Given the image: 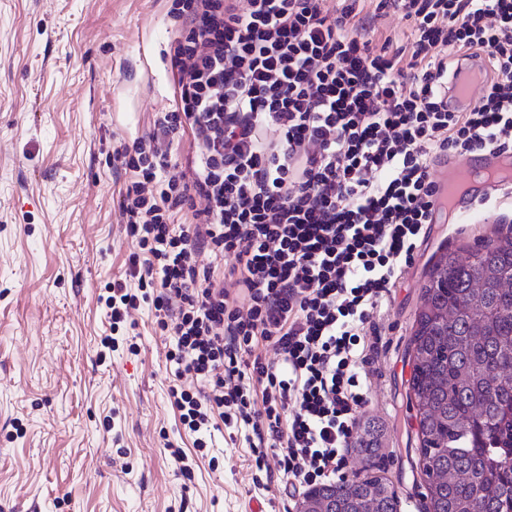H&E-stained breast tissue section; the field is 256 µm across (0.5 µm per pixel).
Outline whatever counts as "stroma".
<instances>
[{
  "label": "stroma",
  "mask_w": 512,
  "mask_h": 512,
  "mask_svg": "<svg viewBox=\"0 0 512 512\" xmlns=\"http://www.w3.org/2000/svg\"><path fill=\"white\" fill-rule=\"evenodd\" d=\"M172 0H0V512H295L280 480L258 488L253 452L224 425L208 447L169 401V336L143 307L128 339L98 296L136 243L117 200L116 144L177 102L166 54ZM485 224H435L381 312L366 416L399 512H426L411 338L443 252L512 232V185ZM193 462L182 475L171 448Z\"/></svg>",
  "instance_id": "35a3bbf8"
}]
</instances>
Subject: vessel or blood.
I'll return each instance as SVG.
<instances>
[{
    "mask_svg": "<svg viewBox=\"0 0 512 512\" xmlns=\"http://www.w3.org/2000/svg\"><path fill=\"white\" fill-rule=\"evenodd\" d=\"M487 73L481 57L460 62L448 75V109L466 112L486 83ZM512 166V152L478 150L467 154H445L435 159L436 180L429 221L433 224L454 219L458 224L481 222L479 203L486 201L494 181L485 179V172Z\"/></svg>",
    "mask_w": 512,
    "mask_h": 512,
    "instance_id": "1",
    "label": "vessel or blood"
}]
</instances>
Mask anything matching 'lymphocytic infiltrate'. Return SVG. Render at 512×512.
<instances>
[{
  "instance_id": "1",
  "label": "lymphocytic infiltrate",
  "mask_w": 512,
  "mask_h": 512,
  "mask_svg": "<svg viewBox=\"0 0 512 512\" xmlns=\"http://www.w3.org/2000/svg\"><path fill=\"white\" fill-rule=\"evenodd\" d=\"M392 13L402 34L377 24ZM170 16L179 105L113 151L140 253L107 286L104 344L153 308L185 430L243 434L293 494L344 476L434 159L512 150V0H176ZM477 52L491 81L449 111L448 64Z\"/></svg>"
}]
</instances>
